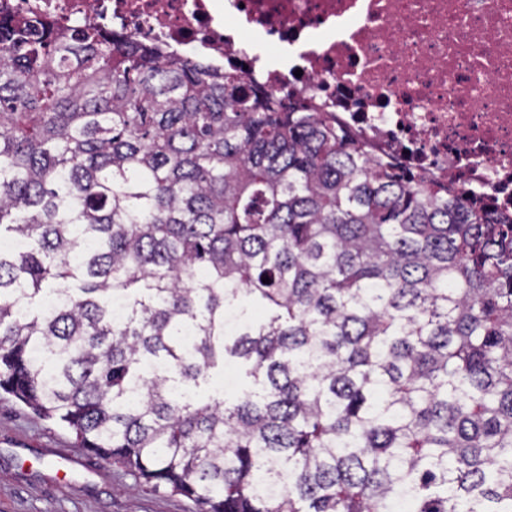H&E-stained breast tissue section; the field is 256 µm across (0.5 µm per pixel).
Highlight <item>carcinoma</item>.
<instances>
[{"mask_svg": "<svg viewBox=\"0 0 512 512\" xmlns=\"http://www.w3.org/2000/svg\"><path fill=\"white\" fill-rule=\"evenodd\" d=\"M4 239L0 391L196 512H512V217L322 113L0 3Z\"/></svg>", "mask_w": 512, "mask_h": 512, "instance_id": "obj_1", "label": "carcinoma"}]
</instances>
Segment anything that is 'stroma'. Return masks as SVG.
<instances>
[{"label":"stroma","instance_id":"stroma-1","mask_svg":"<svg viewBox=\"0 0 512 512\" xmlns=\"http://www.w3.org/2000/svg\"><path fill=\"white\" fill-rule=\"evenodd\" d=\"M80 448L70 431L0 392V512H194Z\"/></svg>","mask_w":512,"mask_h":512}]
</instances>
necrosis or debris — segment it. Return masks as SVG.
Instances as JSON below:
<instances>
[{
	"label": "necrosis or debris",
	"mask_w": 512,
	"mask_h": 512,
	"mask_svg": "<svg viewBox=\"0 0 512 512\" xmlns=\"http://www.w3.org/2000/svg\"><path fill=\"white\" fill-rule=\"evenodd\" d=\"M204 52L368 151L512 213V0H8Z\"/></svg>",
	"instance_id": "necrosis-or-debris-1"
}]
</instances>
